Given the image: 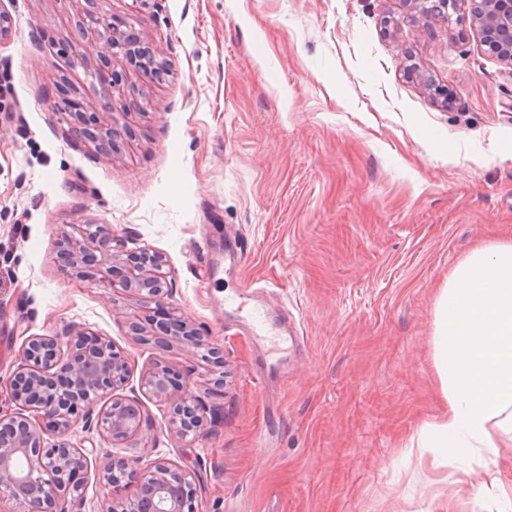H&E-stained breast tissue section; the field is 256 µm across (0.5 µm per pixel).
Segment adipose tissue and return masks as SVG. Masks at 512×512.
<instances>
[{
	"label": "adipose tissue",
	"instance_id": "ef3b65f1",
	"mask_svg": "<svg viewBox=\"0 0 512 512\" xmlns=\"http://www.w3.org/2000/svg\"><path fill=\"white\" fill-rule=\"evenodd\" d=\"M433 365L444 406L419 431L420 462L441 468L466 452L495 461L512 440V240L477 247L449 272Z\"/></svg>",
	"mask_w": 512,
	"mask_h": 512
}]
</instances>
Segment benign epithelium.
Wrapping results in <instances>:
<instances>
[{
    "label": "benign epithelium",
    "mask_w": 512,
    "mask_h": 512,
    "mask_svg": "<svg viewBox=\"0 0 512 512\" xmlns=\"http://www.w3.org/2000/svg\"><path fill=\"white\" fill-rule=\"evenodd\" d=\"M472 17L483 42L502 60L512 64V0H470ZM93 3H76V11L90 19L78 21L79 43L102 56L124 55L142 72L148 62L133 51L134 37L116 31L113 25L98 26V19L84 8ZM426 15L445 12L456 0H404ZM92 77L109 87L102 105L106 119L94 127L83 122L78 112L65 113L69 130L88 141L106 156H112L114 101L123 96L115 74L95 72ZM60 254L70 275L112 290L113 302L127 297L136 306L127 313L129 329L141 341L160 346L187 343L188 353L202 360L220 357L221 350L204 340L174 311L157 319L147 329L139 320L145 305L160 301L172 287L166 256L149 247L126 250V243L108 224L75 223L72 233L60 241ZM75 332L68 354L61 353L54 336H34L23 346L17 371L6 389L12 412L0 408V503L15 504L12 512H82L84 488L78 474L86 454L72 441V432L82 424L86 432H97L109 443H134L149 447L151 420L137 398L114 397L115 387L130 373L128 357L112 341L87 328L69 324L64 333ZM141 390L173 406L169 432L176 438L195 441L204 436V417L197 396L176 390L165 365L155 362L140 380ZM109 397V402L102 399ZM102 479L112 487V498L103 512H185L196 495L193 475L157 460L139 470L122 457L101 456ZM133 477L136 494L121 495L123 481Z\"/></svg>",
    "instance_id": "obj_1"
}]
</instances>
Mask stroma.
<instances>
[{
	"instance_id": "stroma-1",
	"label": "stroma",
	"mask_w": 512,
	"mask_h": 512,
	"mask_svg": "<svg viewBox=\"0 0 512 512\" xmlns=\"http://www.w3.org/2000/svg\"><path fill=\"white\" fill-rule=\"evenodd\" d=\"M0 386L28 337L69 323L131 360L153 458L194 471L197 512H430L455 465L408 449L443 404L432 353L449 272L512 237V64L483 46L469 0L422 19L403 0H99L163 65L122 58L129 130L111 158L67 135L105 90L77 61L69 0H0ZM163 253L166 299L223 366L138 343L110 289L67 277L72 224ZM268 309L255 338L237 303ZM290 315L302 345L278 324ZM164 361L207 406L186 443L141 396Z\"/></svg>"
}]
</instances>
